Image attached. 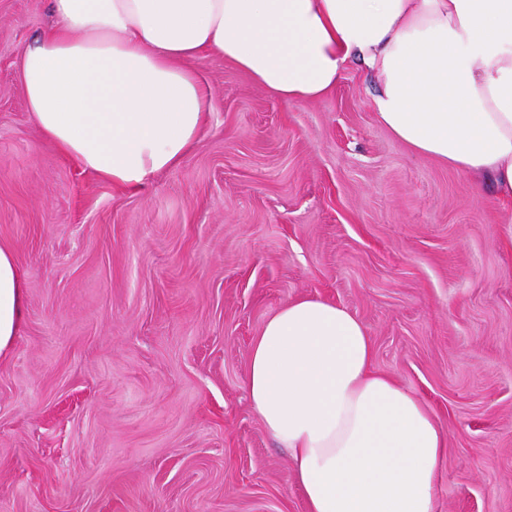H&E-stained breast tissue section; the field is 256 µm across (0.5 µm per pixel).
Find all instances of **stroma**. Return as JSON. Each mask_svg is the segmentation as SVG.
Returning <instances> with one entry per match:
<instances>
[{
	"instance_id": "35a3bbf8",
	"label": "stroma",
	"mask_w": 512,
	"mask_h": 512,
	"mask_svg": "<svg viewBox=\"0 0 512 512\" xmlns=\"http://www.w3.org/2000/svg\"><path fill=\"white\" fill-rule=\"evenodd\" d=\"M0 0V245L26 281L0 355V512H306L252 412L249 351L288 299L354 313L373 366L448 436L436 512H512V206L378 120V77L285 105L223 58L215 109L139 192L42 138Z\"/></svg>"
}]
</instances>
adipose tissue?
I'll use <instances>...</instances> for the list:
<instances>
[{
	"label": "adipose tissue",
	"instance_id": "obj_1",
	"mask_svg": "<svg viewBox=\"0 0 512 512\" xmlns=\"http://www.w3.org/2000/svg\"><path fill=\"white\" fill-rule=\"evenodd\" d=\"M20 57L31 119L122 190L176 166L214 104L189 60L221 58L287 104L325 99L348 59L379 77L380 122L416 153L512 203V0H48ZM26 284L0 246V354ZM348 309L286 300L249 353L245 389L285 448L307 512H435L448 438L419 397L373 367Z\"/></svg>",
	"mask_w": 512,
	"mask_h": 512
}]
</instances>
